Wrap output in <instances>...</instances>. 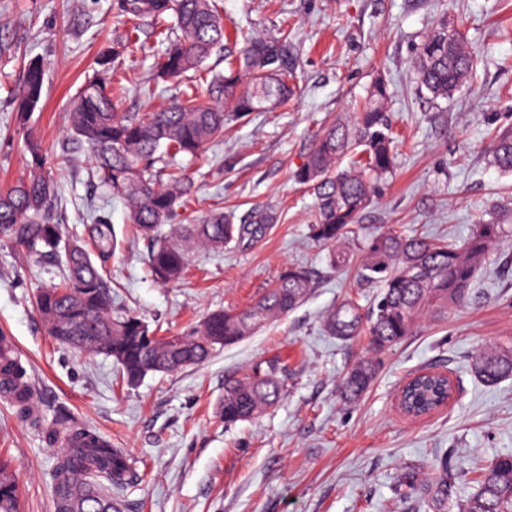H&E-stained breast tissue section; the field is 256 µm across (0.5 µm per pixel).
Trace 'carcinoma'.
<instances>
[{
    "instance_id": "carcinoma-1",
    "label": "carcinoma",
    "mask_w": 512,
    "mask_h": 512,
    "mask_svg": "<svg viewBox=\"0 0 512 512\" xmlns=\"http://www.w3.org/2000/svg\"><path fill=\"white\" fill-rule=\"evenodd\" d=\"M117 6L131 28L126 41L112 46V58L102 60L103 69H110V61L120 58L142 23L155 25L169 17L171 25L161 32L165 48L157 63V77L168 81L192 75L208 82V102L193 91H184L161 110L122 112L121 88L96 75L74 101L73 130L91 152L98 182L126 202L129 222L151 242V275L168 283L183 276L192 247L218 250L256 236L260 225L275 221L272 213L263 212L253 217L251 225L237 224L233 214L214 212L198 224L174 223L193 188L180 158L194 157L220 138L226 122L259 112L267 103L287 102L294 92L295 58L286 33L275 38L251 37L244 39L236 53L226 56L224 70L212 73L204 63L224 46L226 29L217 0H117ZM473 64L474 53L465 49L459 29L440 21L419 44L416 73L421 95L430 102L450 97ZM42 85V66L32 62L25 94L16 104L20 116L35 110ZM386 98L385 83L376 82L353 122L326 129L295 173V179L316 195L313 233L324 245L334 248L352 232L372 201L373 184L393 171V133L384 109ZM28 151L32 157L28 178L0 191V231L31 251L50 253L62 237L61 225L50 216L55 184L44 170L38 145L28 144ZM357 154L360 159L352 166L340 168L344 158ZM491 154L501 172L512 174L511 127L497 133ZM165 224L170 229L161 237L159 231ZM95 231L98 252L113 248L112 225L99 224ZM505 232L503 224H476L461 246L430 242L397 230L370 238L363 250L361 276L380 284L378 301L365 318L353 302L344 301L325 316V330L340 340L366 332L376 354L396 345L432 305L458 302L468 295L476 271ZM311 288L306 271L290 268L247 308L216 311L195 331L179 335V343L171 346L140 317L112 310L108 285L92 252L73 243L65 254L62 278L41 291L36 306L59 343L112 358L123 379L132 385L150 373H167L176 364L205 362L216 350L287 315ZM376 369L372 359L353 367L342 380L345 397H360ZM473 369L486 384L510 378L512 352H480L474 357ZM282 393L273 363L263 373L230 377L224 381L220 417L226 425L252 418L277 402ZM0 396L21 412L30 403V378L15 356L0 354ZM412 399L420 411L434 406L435 384H419ZM64 437L71 440V447L57 453L48 473L55 512H112L110 489L122 486L130 470L126 455L83 424L58 416L45 438L52 443ZM476 472L477 491L461 502L453 498V471L445 460L439 462L438 476L420 481L408 475L405 485L408 495L434 512H512V455L498 457ZM19 497L12 470L0 462V512H19Z\"/></svg>"
}]
</instances>
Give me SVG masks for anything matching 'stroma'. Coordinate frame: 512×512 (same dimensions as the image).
I'll return each mask as SVG.
<instances>
[{"label": "stroma", "instance_id": "35a3bbf8", "mask_svg": "<svg viewBox=\"0 0 512 512\" xmlns=\"http://www.w3.org/2000/svg\"><path fill=\"white\" fill-rule=\"evenodd\" d=\"M228 28L260 37L288 30L296 89L287 105L230 123L196 158H183L194 195L182 217L213 210L236 222L271 210L261 236L214 252L193 249L183 280L148 273L145 241L122 199L100 187L72 127L71 99L101 53L123 40L116 0H0V189L27 176V140L54 171L56 222L67 239L89 240L111 224L116 246L95 256L112 305L140 316L159 335H177L210 313L243 309L288 268L312 279L306 300L279 321L173 373L122 380L112 359L59 345L37 311L40 290L58 281L62 255H35L0 235V333L10 336L35 384L31 418L0 401V458L20 480V512H54L47 472L55 450L42 430L59 413L85 422L123 449L138 479L113 490L116 512H428L407 497L405 475L429 477L440 460L454 467L456 499L476 490L472 461L512 454V379L495 385L472 370L478 350L512 347V235L496 243L459 304L430 310L381 356L356 402L343 376L370 357L367 337L343 342L323 327L344 299L371 310L380 289L360 277L362 247L389 228L463 244L474 225H512V175L491 162V137L512 127V0H219ZM443 19L457 22L476 66L451 99L430 104L416 89L412 63L421 40ZM158 29L144 27L117 72L125 112L167 105L174 82H157ZM44 66L42 96L27 119L15 101L31 61ZM396 159L335 266L313 236L316 196L294 178L317 135L350 122L377 80ZM276 361L282 398L254 418L224 426L217 406L226 378ZM421 370L448 373L454 398L413 419L397 406L403 383Z\"/></svg>", "mask_w": 512, "mask_h": 512}]
</instances>
